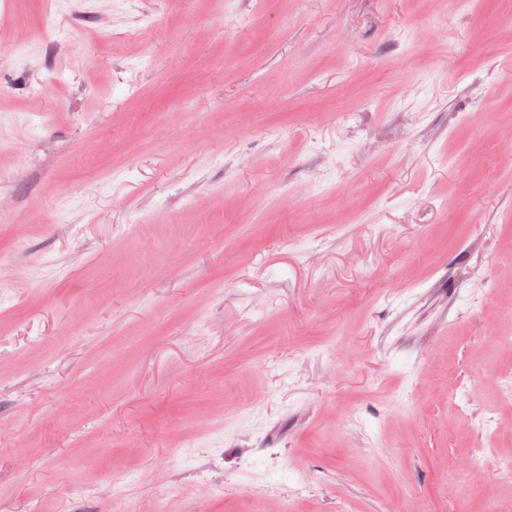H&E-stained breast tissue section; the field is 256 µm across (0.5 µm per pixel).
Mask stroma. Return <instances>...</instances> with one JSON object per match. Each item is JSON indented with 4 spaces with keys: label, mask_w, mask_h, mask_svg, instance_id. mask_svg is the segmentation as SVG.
I'll list each match as a JSON object with an SVG mask.
<instances>
[{
    "label": "stroma",
    "mask_w": 512,
    "mask_h": 512,
    "mask_svg": "<svg viewBox=\"0 0 512 512\" xmlns=\"http://www.w3.org/2000/svg\"><path fill=\"white\" fill-rule=\"evenodd\" d=\"M500 336L512 0L0 12V512H512ZM511 464V459L503 458L494 448L480 446L475 453L468 452L457 462L458 473L455 482L448 485V499L455 498L460 484L477 482L490 465L502 467Z\"/></svg>",
    "instance_id": "35a3bbf8"
}]
</instances>
